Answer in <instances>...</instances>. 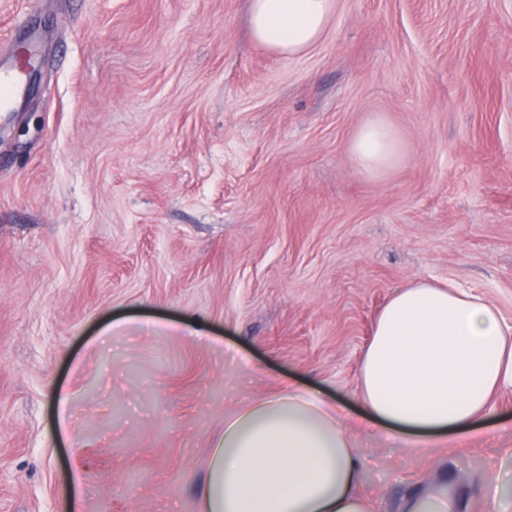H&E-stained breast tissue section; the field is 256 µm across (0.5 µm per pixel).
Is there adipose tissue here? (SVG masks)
Returning a JSON list of instances; mask_svg holds the SVG:
<instances>
[{
  "label": "adipose tissue",
  "instance_id": "1",
  "mask_svg": "<svg viewBox=\"0 0 512 512\" xmlns=\"http://www.w3.org/2000/svg\"><path fill=\"white\" fill-rule=\"evenodd\" d=\"M336 0H249L253 39L296 57L322 37ZM351 151L362 169L381 173L400 159L379 119L359 130ZM512 393V325L483 296L455 285L417 282L396 291L378 314L359 367L362 419L313 388L287 382L225 418L212 448L199 512H372L361 492L356 436L380 423L417 446L449 434L468 439ZM467 492L447 479L409 498L404 512H466Z\"/></svg>",
  "mask_w": 512,
  "mask_h": 512
}]
</instances>
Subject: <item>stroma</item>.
Masks as SVG:
<instances>
[{"instance_id":"obj_1","label":"stroma","mask_w":512,"mask_h":512,"mask_svg":"<svg viewBox=\"0 0 512 512\" xmlns=\"http://www.w3.org/2000/svg\"><path fill=\"white\" fill-rule=\"evenodd\" d=\"M0 512H198L224 418L295 378L359 412L373 324L454 282L512 323V0H337L280 57L248 0H0ZM380 116L403 158L352 154ZM69 394L59 405L51 388ZM358 435L373 512L512 439ZM24 85L23 67H0V112L10 111L13 98L23 91Z\"/></svg>"}]
</instances>
